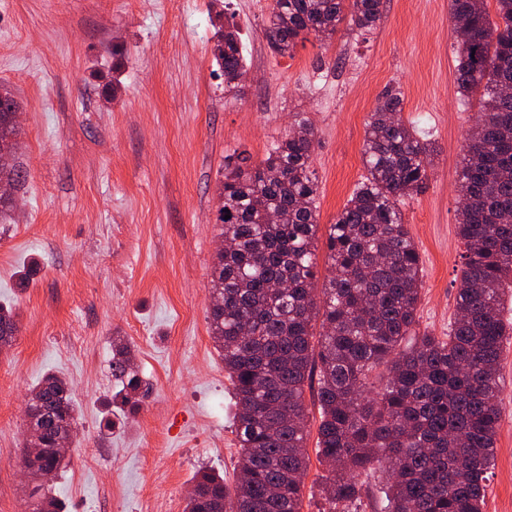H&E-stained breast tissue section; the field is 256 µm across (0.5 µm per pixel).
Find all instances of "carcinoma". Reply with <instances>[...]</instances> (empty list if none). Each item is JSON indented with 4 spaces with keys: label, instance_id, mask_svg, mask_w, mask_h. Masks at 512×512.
<instances>
[{
    "label": "carcinoma",
    "instance_id": "1",
    "mask_svg": "<svg viewBox=\"0 0 512 512\" xmlns=\"http://www.w3.org/2000/svg\"><path fill=\"white\" fill-rule=\"evenodd\" d=\"M450 0L457 35L456 82L481 91L459 174L457 232L465 245L457 316L448 335L418 330L421 256L400 203L423 191L435 147L402 118L400 89L386 88L367 123L366 175L329 225L327 275L316 288V136L304 113L259 162L242 154L224 166L220 238L211 269L210 333L233 385L239 445L233 485L196 473L184 512H302L307 453L306 387L317 383L316 454L329 475L325 512H354L363 477L386 478L380 512H483L495 458L504 297L512 296V0ZM382 0H273L265 38L279 54L306 35L330 38L348 22L374 26ZM213 57L224 82L245 66L235 24L215 27ZM17 103L0 88V181L22 178L14 164ZM275 211L278 221L267 222ZM230 218H225V215ZM321 321L318 345L312 328ZM18 326L0 305V347ZM377 374L378 381L370 380ZM114 399L136 413L147 395L131 346L112 348ZM28 406L45 424L47 446L78 411L67 378L45 374ZM30 512H59L41 492Z\"/></svg>",
    "mask_w": 512,
    "mask_h": 512
}]
</instances>
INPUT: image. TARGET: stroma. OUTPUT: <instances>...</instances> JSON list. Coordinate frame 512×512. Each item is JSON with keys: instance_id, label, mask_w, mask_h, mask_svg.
I'll return each instance as SVG.
<instances>
[{"instance_id": "35a3bbf8", "label": "stroma", "mask_w": 512, "mask_h": 512, "mask_svg": "<svg viewBox=\"0 0 512 512\" xmlns=\"http://www.w3.org/2000/svg\"><path fill=\"white\" fill-rule=\"evenodd\" d=\"M271 0H0V87L20 113L18 209L0 223V303L18 332L0 351V512H27L20 460L29 392L66 375L80 417L70 466L51 485L66 512H184L203 467L233 482L231 386L209 332L225 164L260 161L294 113L313 124L318 222L328 228L366 171V125L386 87L434 142L424 192L400 205L422 260L417 318L448 333L465 246L459 170L479 93L456 83L449 0H383L367 32L275 53ZM240 30L246 72L233 91L212 53L218 12ZM127 59L112 70V44ZM117 80L114 101L104 86ZM126 340L148 391L111 413L112 342ZM483 512H512V337Z\"/></svg>"}]
</instances>
